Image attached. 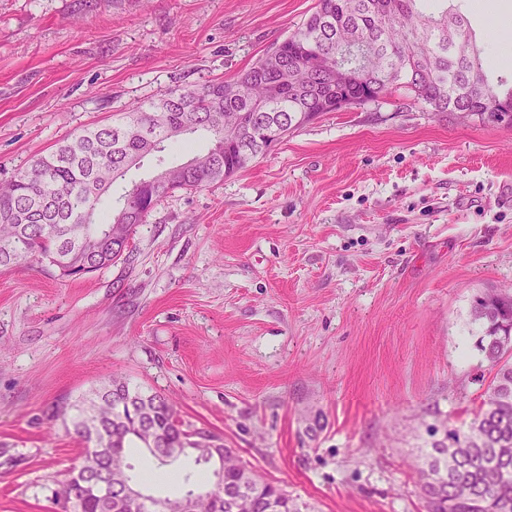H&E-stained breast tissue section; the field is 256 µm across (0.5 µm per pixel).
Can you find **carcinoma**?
I'll return each mask as SVG.
<instances>
[{
	"label": "carcinoma",
	"instance_id": "cac0c4a2",
	"mask_svg": "<svg viewBox=\"0 0 512 512\" xmlns=\"http://www.w3.org/2000/svg\"><path fill=\"white\" fill-rule=\"evenodd\" d=\"M463 0H318L301 27L272 45L230 80L177 84L156 99L125 106L121 117L86 126L0 192V267L36 262L58 276L91 274L119 261L135 229L162 198L176 190L208 187L247 168L312 114L341 102L365 106L406 91L414 104L441 118L512 128V80L490 77ZM198 132L212 146L181 164L168 163L170 143ZM149 159L162 182L141 178L110 204L104 196L124 179L127 157ZM112 225V236L102 229ZM474 347L496 367L480 410L463 427L432 444L429 464L450 480L421 487L426 512H512V291L473 297ZM50 418L96 449L90 464L65 472L71 512H125L116 498L124 486L144 489L131 449H145L160 465L191 458L218 464L224 488L189 489L196 512H231L224 493L245 491L249 512H308L288 491L259 478L237 456L217 462L210 441L219 435L183 418L168 396L130 389L120 378L63 406ZM112 482V498L92 482ZM473 492L462 497L457 483ZM137 512H178L179 498L143 494Z\"/></svg>",
	"mask_w": 512,
	"mask_h": 512
}]
</instances>
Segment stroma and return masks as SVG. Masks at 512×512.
Masks as SVG:
<instances>
[{"mask_svg": "<svg viewBox=\"0 0 512 512\" xmlns=\"http://www.w3.org/2000/svg\"><path fill=\"white\" fill-rule=\"evenodd\" d=\"M469 16L512 73V0ZM316 0H0V180L176 84L229 80ZM512 285V128L405 95L326 112L223 182L162 198L126 258L0 268V512H65L52 406L114 373L311 512H425L429 428L477 409L475 294Z\"/></svg>", "mask_w": 512, "mask_h": 512, "instance_id": "35a3bbf8", "label": "stroma"}]
</instances>
